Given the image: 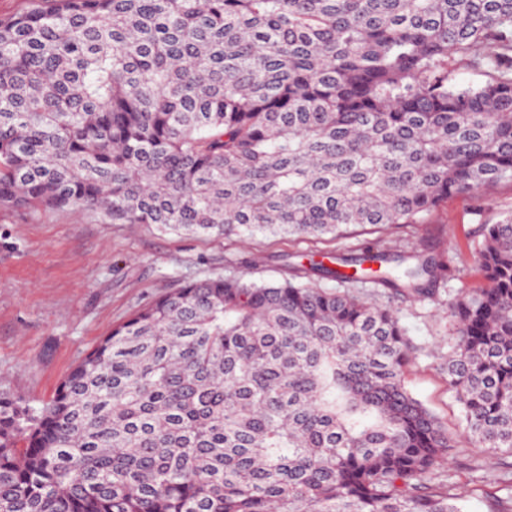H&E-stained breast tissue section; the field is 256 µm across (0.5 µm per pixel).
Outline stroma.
Returning <instances> with one entry per match:
<instances>
[{
    "instance_id": "35a3bbf8",
    "label": "stroma",
    "mask_w": 512,
    "mask_h": 512,
    "mask_svg": "<svg viewBox=\"0 0 512 512\" xmlns=\"http://www.w3.org/2000/svg\"><path fill=\"white\" fill-rule=\"evenodd\" d=\"M510 212V181L487 188L478 201L449 198L424 223L359 227L336 241L201 239L148 224L107 223L85 210L0 209V392L41 406L113 327L180 283L215 276L277 281L288 275L283 254H348L384 240L448 265L447 280L430 297L403 299L369 284L358 293L397 312L419 348L407 387L448 428H459L461 407L443 370L448 298L480 286L476 231ZM448 467L469 491L466 512H490L489 496L500 489L495 459L485 449L461 445L452 449Z\"/></svg>"
}]
</instances>
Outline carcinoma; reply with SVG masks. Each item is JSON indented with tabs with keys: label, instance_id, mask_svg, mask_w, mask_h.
<instances>
[{
	"label": "carcinoma",
	"instance_id": "obj_1",
	"mask_svg": "<svg viewBox=\"0 0 512 512\" xmlns=\"http://www.w3.org/2000/svg\"><path fill=\"white\" fill-rule=\"evenodd\" d=\"M0 18V207L181 236L343 237L512 181V0H30ZM481 82H454L453 62ZM448 298V432L397 313L440 260L189 281L40 408L0 394V512H464L462 441L512 457V213ZM491 512H512V464Z\"/></svg>",
	"mask_w": 512,
	"mask_h": 512
}]
</instances>
